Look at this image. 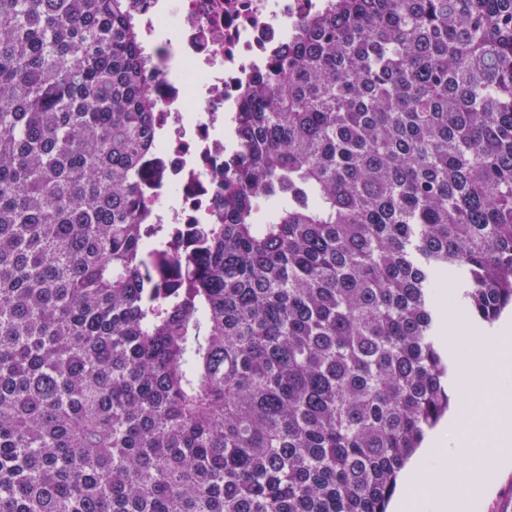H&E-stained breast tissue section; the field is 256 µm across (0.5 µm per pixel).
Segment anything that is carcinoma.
<instances>
[{
	"label": "carcinoma",
	"mask_w": 512,
	"mask_h": 512,
	"mask_svg": "<svg viewBox=\"0 0 512 512\" xmlns=\"http://www.w3.org/2000/svg\"><path fill=\"white\" fill-rule=\"evenodd\" d=\"M146 64L124 0H0V512H387L443 274L512 305V0H325L185 251Z\"/></svg>",
	"instance_id": "1"
}]
</instances>
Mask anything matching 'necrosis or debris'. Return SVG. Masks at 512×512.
I'll return each mask as SVG.
<instances>
[{"instance_id":"necrosis-or-debris-1","label":"necrosis or debris","mask_w":512,"mask_h":512,"mask_svg":"<svg viewBox=\"0 0 512 512\" xmlns=\"http://www.w3.org/2000/svg\"><path fill=\"white\" fill-rule=\"evenodd\" d=\"M150 62L145 83L159 129L140 164L151 221L177 224L181 244L193 225L217 221L224 184L226 122L241 89L294 37L323 0H126Z\"/></svg>"}]
</instances>
